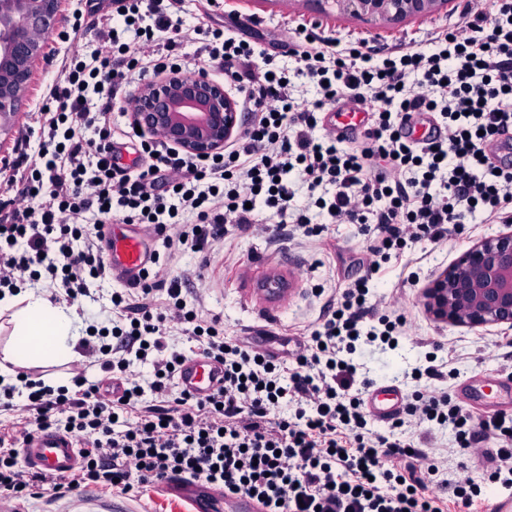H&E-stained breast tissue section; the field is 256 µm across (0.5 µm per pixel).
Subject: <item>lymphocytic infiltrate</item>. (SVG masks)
I'll list each match as a JSON object with an SVG mask.
<instances>
[{"instance_id": "lymphocytic-infiltrate-1", "label": "lymphocytic infiltrate", "mask_w": 512, "mask_h": 512, "mask_svg": "<svg viewBox=\"0 0 512 512\" xmlns=\"http://www.w3.org/2000/svg\"><path fill=\"white\" fill-rule=\"evenodd\" d=\"M121 27L104 38L117 45L124 67L63 59L47 88L41 147L19 153L24 166L18 204L0 220V288L50 280L66 298L100 299L107 267L104 225H147L163 247L164 262L199 253L216 239L252 229V204L288 215V177L309 190L330 184L331 198L315 207L333 223L358 225L368 245L344 278L327 317L298 329V346L279 359L224 334L220 320L202 314L183 294L185 281L149 268L113 289L112 327L88 343L91 366L123 384L116 396L78 373L71 386H40L26 404L0 390V412L20 410L30 422L21 434L0 437V496L67 495L95 488L141 493L174 477L202 480L258 500L265 512H480L481 481L459 472L444 478L413 438L370 432L358 376V346L386 347L402 336L407 317L394 310L364 325L369 283L391 260L415 284L414 244L443 247L467 231L476 212L512 222V166H500L488 148L512 131V0H490L460 24L436 30L429 51L380 49L365 41L313 45L306 26L294 54L299 71L316 80L319 99L295 108L286 73H270L255 50L223 29L199 27V70L219 68L244 92L248 124L224 151L189 155L145 142L151 163L129 173L114 145L112 97L125 70L176 67L184 34L179 0H112ZM134 32L143 49L132 55L119 34ZM163 42H156V32ZM101 99L90 110V97ZM342 96L378 102L363 136L340 146L317 139L318 112ZM433 115L442 140L415 144L402 134L410 113ZM193 223H182L184 215ZM180 326L196 354L224 367V386L204 399L176 389L186 355L172 342ZM155 377L139 382L138 369ZM287 413L274 415V408ZM449 430L458 447L493 444L490 482L512 487V414L486 417L447 393L416 391L393 428ZM68 434L81 463L62 476L23 465L20 446L32 430Z\"/></svg>"}]
</instances>
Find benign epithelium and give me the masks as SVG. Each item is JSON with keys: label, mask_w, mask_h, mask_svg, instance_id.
<instances>
[{"label": "benign epithelium", "mask_w": 512, "mask_h": 512, "mask_svg": "<svg viewBox=\"0 0 512 512\" xmlns=\"http://www.w3.org/2000/svg\"><path fill=\"white\" fill-rule=\"evenodd\" d=\"M446 0H317L321 11L375 25L427 16ZM58 0H0V135L12 131L43 45L55 30ZM135 125L194 155L217 153L241 127L238 101L203 73L174 69L143 82L131 98ZM423 306L437 322L512 324V233L484 238L434 278Z\"/></svg>", "instance_id": "7a95c632"}]
</instances>
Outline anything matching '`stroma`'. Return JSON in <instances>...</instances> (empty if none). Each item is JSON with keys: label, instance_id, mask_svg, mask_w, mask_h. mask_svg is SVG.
<instances>
[{"label": "stroma", "instance_id": "1", "mask_svg": "<svg viewBox=\"0 0 512 512\" xmlns=\"http://www.w3.org/2000/svg\"><path fill=\"white\" fill-rule=\"evenodd\" d=\"M467 6L468 0H447L431 15L386 26L334 13L323 14L313 0H290L286 5L273 4L272 0H224L220 12L211 11L206 0H180V16L187 29L212 25L229 30L248 40L263 57L272 59L276 67L293 72L296 42L287 33L286 23L316 24L315 36L320 40L337 39L346 43L360 38L378 47L400 45L426 51L430 48L431 32L460 23ZM76 7L77 0H59L56 29L32 78L23 114L14 135L0 144V152L7 158H15L23 144L30 151L38 150L40 111L47 102L45 88L56 77L61 60L77 56L89 62L108 53V45L96 29L99 13L86 14L81 31L72 33ZM144 80V74L139 71L127 72L112 100V125L123 134L120 153L126 165L141 150L142 136L133 130L130 98ZM288 184L294 192L292 209L308 208L306 185L293 175L289 176ZM308 210L313 222L326 225V235L334 245L332 252H325L316 241L300 242L282 231L266 235L239 232L213 242L207 253H185L170 273L186 278L188 301L199 304L204 313L220 317L227 335L258 345L271 336L289 335L293 327L318 321L327 314L332 299L330 291L338 286V273L366 247L358 225L335 224L317 209ZM472 223L473 233L448 246L429 250L424 244L415 245L414 252L423 261L420 280L414 287H399L402 266L393 262L383 275L373 279L375 297L402 307L408 315L409 327L396 349L358 350L354 359L360 366V375L375 384L396 382L408 395L420 386L451 392L458 381L483 372L512 373V326L468 328L443 324L434 321L422 305L424 287L463 251L486 237L512 229L505 224L487 223L481 213L476 214ZM272 272L290 287L291 298L287 304H279L275 297L261 292ZM316 284L324 288L318 297L311 294ZM430 351L436 352L440 359H451L456 377L412 380V369L425 366V355ZM427 451L435 458L447 459L452 470L462 467L478 475L489 464L486 445L455 447L451 434L446 431H436L428 437ZM15 506L18 512H191L187 502L175 498L164 487L137 495L95 489L62 497L46 493L16 500Z\"/></svg>", "mask_w": 512, "mask_h": 512}]
</instances>
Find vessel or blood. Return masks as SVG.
Here are the masks:
<instances>
[{"label":"vessel or blood","instance_id":"1","mask_svg":"<svg viewBox=\"0 0 512 512\" xmlns=\"http://www.w3.org/2000/svg\"><path fill=\"white\" fill-rule=\"evenodd\" d=\"M324 121L337 137L350 139L363 134L367 112L361 102L344 97L326 109ZM409 141L427 143L437 139L440 128L427 112L411 113L405 125ZM148 232L141 224H118L110 227L105 262L113 277L122 282L133 280L150 261ZM180 386L192 396L201 398L224 383V369L213 360L198 355L186 360L176 374ZM457 399L467 407L483 408L486 415L512 413V377L488 373L470 377L460 384ZM364 404L376 420L387 422L401 413L404 396L393 383L372 385L364 395ZM23 462L32 470L64 475L80 463L79 448L74 439L51 430L35 431L20 449ZM171 494L186 500L193 512H264V507L250 496L226 494L207 487L198 480H169Z\"/></svg>","mask_w":512,"mask_h":512}]
</instances>
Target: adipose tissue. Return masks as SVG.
I'll list each match as a JSON object with an SVG mask.
<instances>
[{
  "instance_id": "obj_1",
  "label": "adipose tissue",
  "mask_w": 512,
  "mask_h": 512,
  "mask_svg": "<svg viewBox=\"0 0 512 512\" xmlns=\"http://www.w3.org/2000/svg\"><path fill=\"white\" fill-rule=\"evenodd\" d=\"M11 311L13 324L0 379L24 390L17 376L21 367L78 360L76 350L82 320L65 301L52 300L48 293L30 288L17 295L0 297V314Z\"/></svg>"
}]
</instances>
